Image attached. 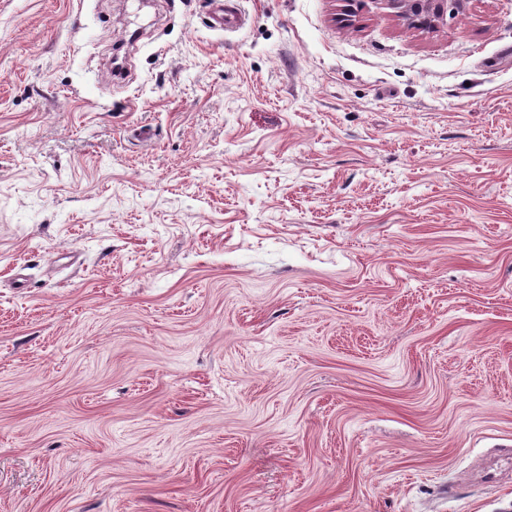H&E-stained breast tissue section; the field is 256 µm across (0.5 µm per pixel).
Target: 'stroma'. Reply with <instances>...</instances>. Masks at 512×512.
Returning <instances> with one entry per match:
<instances>
[{
	"label": "stroma",
	"instance_id": "stroma-1",
	"mask_svg": "<svg viewBox=\"0 0 512 512\" xmlns=\"http://www.w3.org/2000/svg\"><path fill=\"white\" fill-rule=\"evenodd\" d=\"M207 4L0 0V512H512V0ZM240 0H209V18L213 29L236 32L244 25ZM391 13L410 29L429 32L443 24L448 3L456 10L467 0H383Z\"/></svg>",
	"mask_w": 512,
	"mask_h": 512
}]
</instances>
